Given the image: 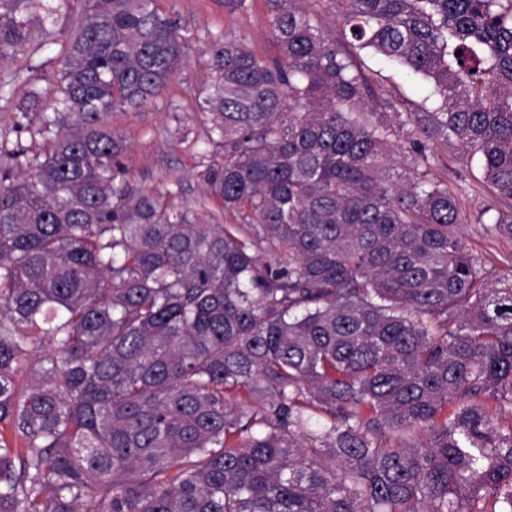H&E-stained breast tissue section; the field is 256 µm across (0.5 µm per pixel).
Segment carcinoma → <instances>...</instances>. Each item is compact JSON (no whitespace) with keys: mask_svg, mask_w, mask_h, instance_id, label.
Instances as JSON below:
<instances>
[{"mask_svg":"<svg viewBox=\"0 0 512 512\" xmlns=\"http://www.w3.org/2000/svg\"><path fill=\"white\" fill-rule=\"evenodd\" d=\"M70 2L0 0V66ZM81 2L50 150L0 146V512H512V274L483 273L429 177L453 141L512 200V0H339L427 112L298 0H267L274 65L211 40L233 224L120 180L105 116L158 96L187 39L156 0ZM394 139L415 176L381 167ZM301 6L315 17L318 27L325 36L341 41L353 55L357 64L372 79L375 88L393 98H400L414 109H431V102H425L429 93L428 83L419 75L396 65L386 58L375 55L368 49L359 50L344 43L340 34V12L342 6L334 0H301ZM414 104V106L411 105Z\"/></svg>","mask_w":512,"mask_h":512,"instance_id":"carcinoma-1","label":"carcinoma"}]
</instances>
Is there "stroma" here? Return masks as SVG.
I'll return each instance as SVG.
<instances>
[{"instance_id": "obj_1", "label": "stroma", "mask_w": 512, "mask_h": 512, "mask_svg": "<svg viewBox=\"0 0 512 512\" xmlns=\"http://www.w3.org/2000/svg\"><path fill=\"white\" fill-rule=\"evenodd\" d=\"M157 5L190 36L188 55L161 95L139 109L115 108L105 122L124 140L125 150L119 158L124 181L188 210L196 223L220 224L224 215L209 190L207 172L223 163L224 150L210 144L209 116L200 107L209 76L204 48L211 38L227 35L241 39L258 56L277 58L271 15L266 0H248L247 9L236 13L225 11L224 0H157ZM81 12L80 0H73L70 11L55 21L34 19L35 37L43 46L10 64L16 78L6 95L0 96V143L6 147L19 142L34 153L49 150L44 138L30 132L17 134L13 116L22 104L31 129L40 125L48 105L40 92L54 87L58 79L60 34L73 26ZM352 55L377 90L415 108L425 107L429 86L421 76L367 49L353 50ZM436 153L430 175L448 181L458 192L466 217L458 233L489 277L503 275L512 268V240L487 236L478 222L493 199L482 183L477 159L454 143L438 145Z\"/></svg>"}]
</instances>
